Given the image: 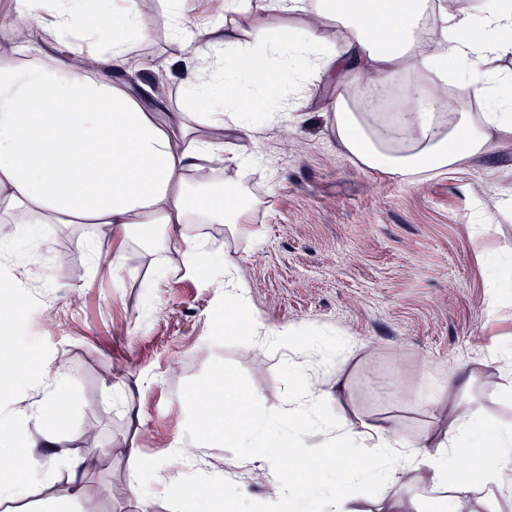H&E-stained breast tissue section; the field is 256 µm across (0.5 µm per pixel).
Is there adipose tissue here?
Instances as JSON below:
<instances>
[{
  "label": "adipose tissue",
  "mask_w": 512,
  "mask_h": 512,
  "mask_svg": "<svg viewBox=\"0 0 512 512\" xmlns=\"http://www.w3.org/2000/svg\"><path fill=\"white\" fill-rule=\"evenodd\" d=\"M227 21H189L186 0H10L0 9V224L32 234L40 224H74L102 243L116 226L145 247L148 266L163 276L167 251L156 240L182 244L193 273L224 270L226 294L243 297L233 259L209 238L190 235L195 224L236 225L248 213L232 190L210 189L224 164L226 139L254 130L256 114L241 98L242 82L280 98L281 76L299 82L287 109L298 112L328 84L322 109L338 148L366 169L417 182L428 171L461 169L512 136V71L497 62L512 54V8L502 0H225ZM301 16L294 32L266 23L268 15ZM159 19L170 43L185 51L180 73L171 60L138 52ZM371 73L363 81L362 73ZM404 75L452 85L460 101L480 111L442 121L440 98L425 95L411 112L397 113L405 141L385 136L367 113L353 111L351 91L388 92ZM281 417L253 414L252 397L226 390L224 437L246 460L267 463L292 512H418L417 500L390 493L398 483L423 486L448 512L471 500L496 506L512 489V429L487 428L470 395L456 387L442 428L425 430L418 446L396 433L326 415L306 375ZM71 376L45 373L36 391V416L55 426L68 404ZM335 434L357 449L356 466L337 459L326 476L300 466L283 470L287 422ZM480 443L491 465L480 483L456 479L459 449ZM326 481L309 502L295 490ZM384 486L369 500L355 481Z\"/></svg>",
  "instance_id": "adipose-tissue-1"
}]
</instances>
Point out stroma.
I'll list each match as a JSON object with an SVG mask.
<instances>
[{
    "instance_id": "obj_1",
    "label": "stroma",
    "mask_w": 512,
    "mask_h": 512,
    "mask_svg": "<svg viewBox=\"0 0 512 512\" xmlns=\"http://www.w3.org/2000/svg\"><path fill=\"white\" fill-rule=\"evenodd\" d=\"M248 147L257 164L242 179L225 166L224 181L239 183L253 207L243 224L211 227L247 285L244 301L225 296L215 267L177 268L143 287L147 259L120 229L79 266L67 261L83 238L71 226L44 225L36 242L14 246L35 285L13 289L0 332L23 346L28 381L47 370L75 379L55 428L57 484L69 456L112 455L111 468L84 477L83 512H187L174 485L145 505L116 491L133 473L147 482L168 476L178 452L183 477H209L220 512L237 510L232 487L249 492L254 512H280L278 484L261 463L244 461L220 435L184 441L199 423L192 396L212 387L218 365L272 413L295 395L284 365L292 359L311 375L326 413L409 442L438 423L432 389L470 373L488 427H512V397L502 394L512 361L491 359L495 347H512V287L492 292L485 271L487 258L512 256V213L501 208L512 194V137L467 169L416 184L337 151L315 107L262 123ZM494 296L501 307L493 313ZM255 321L265 334L252 335ZM288 326L307 347L329 334L351 340L353 352L336 366L268 342L267 333ZM123 393L139 425H130Z\"/></svg>"
}]
</instances>
